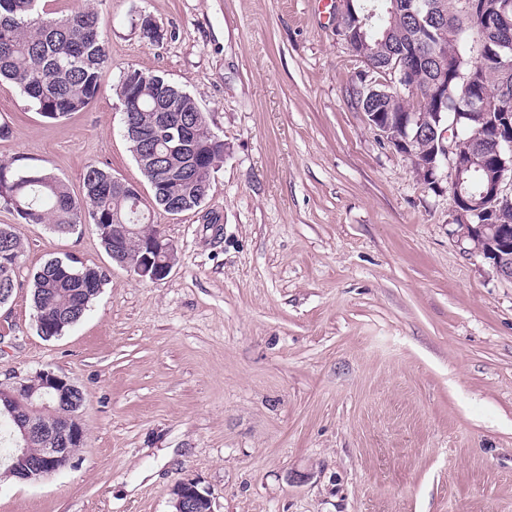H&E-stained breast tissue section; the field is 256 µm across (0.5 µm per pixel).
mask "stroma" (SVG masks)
<instances>
[{
	"instance_id": "stroma-1",
	"label": "stroma",
	"mask_w": 512,
	"mask_h": 512,
	"mask_svg": "<svg viewBox=\"0 0 512 512\" xmlns=\"http://www.w3.org/2000/svg\"><path fill=\"white\" fill-rule=\"evenodd\" d=\"M92 2L96 100L50 121L0 81V163L77 196L93 163L151 196L116 94L131 67L191 94L228 154L199 208L152 210L176 250L159 281L90 225L60 235L0 205L24 244L0 382L52 370L85 397L70 466L0 471V512H174L187 477L214 512H512V281L461 238L447 182L368 124L355 91L374 74L331 18L316 0ZM68 255L107 281L46 339L32 277Z\"/></svg>"
}]
</instances>
